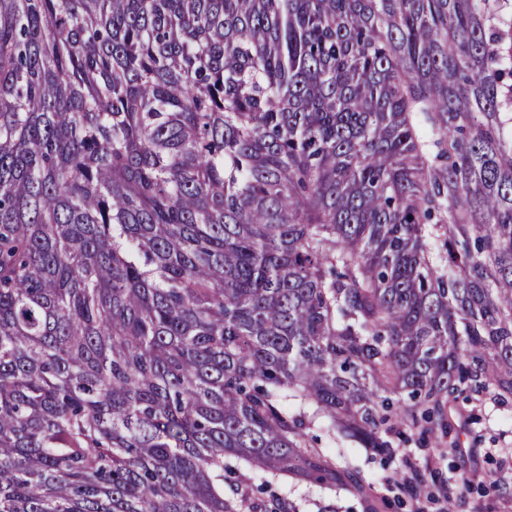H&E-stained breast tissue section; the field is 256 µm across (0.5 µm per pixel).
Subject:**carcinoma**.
<instances>
[{"instance_id": "carcinoma-1", "label": "carcinoma", "mask_w": 512, "mask_h": 512, "mask_svg": "<svg viewBox=\"0 0 512 512\" xmlns=\"http://www.w3.org/2000/svg\"><path fill=\"white\" fill-rule=\"evenodd\" d=\"M461 399L512 403V0H0V512H379L313 428L454 453ZM309 502L304 510L307 512H365V502L358 495L342 492L339 495L314 490L309 493Z\"/></svg>"}]
</instances>
